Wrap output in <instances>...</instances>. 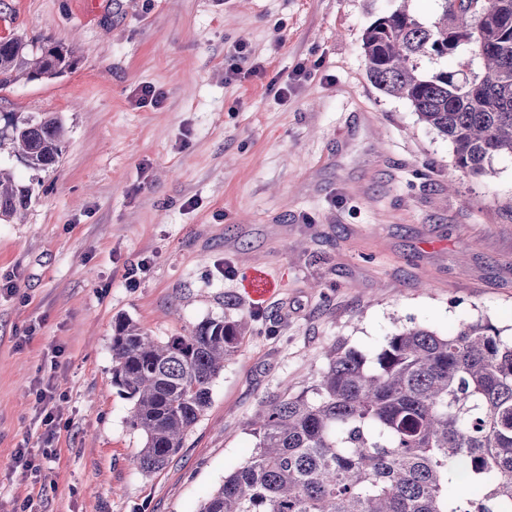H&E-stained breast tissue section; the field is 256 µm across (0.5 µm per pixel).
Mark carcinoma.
I'll return each instance as SVG.
<instances>
[{
  "instance_id": "obj_1",
  "label": "carcinoma",
  "mask_w": 512,
  "mask_h": 512,
  "mask_svg": "<svg viewBox=\"0 0 512 512\" xmlns=\"http://www.w3.org/2000/svg\"><path fill=\"white\" fill-rule=\"evenodd\" d=\"M409 2L363 32L367 76L450 141L461 171L489 176L495 158L512 157V0H478L479 13L472 0H443L428 25ZM463 46L480 71L422 69L423 58ZM76 63L68 46L32 55L23 39H0V89ZM63 147L52 113L0 115V152L26 169L49 170ZM32 192L0 167V221L27 209ZM242 335V324L216 318L165 339L115 325L112 383L143 437L135 468L159 471L184 447ZM249 425L255 453L198 512H512V339L487 320L448 335L403 326L371 361L341 342L313 396L264 401Z\"/></svg>"
}]
</instances>
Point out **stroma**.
<instances>
[{"label":"stroma","instance_id":"1","mask_svg":"<svg viewBox=\"0 0 512 512\" xmlns=\"http://www.w3.org/2000/svg\"><path fill=\"white\" fill-rule=\"evenodd\" d=\"M397 4L0 0V38L79 48L73 70L0 90V113L66 128L23 220L0 223V512H197L253 453L259 403L311 390L333 344L370 359L399 327L478 319L512 337V158L459 171L368 80L362 33ZM144 85L159 104L138 105ZM218 317L246 322L241 351L184 448L142 473L114 325L164 338ZM46 447L39 479L16 468Z\"/></svg>","mask_w":512,"mask_h":512}]
</instances>
